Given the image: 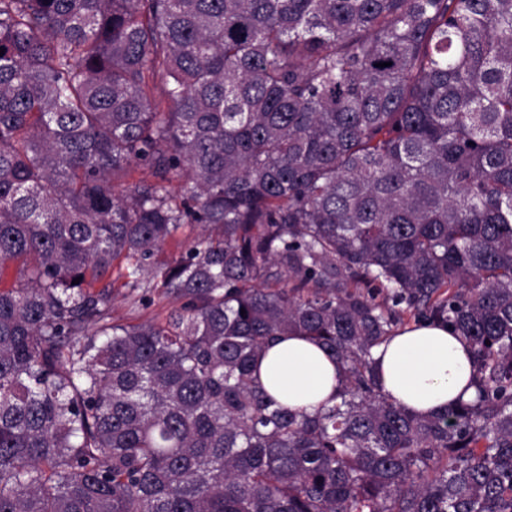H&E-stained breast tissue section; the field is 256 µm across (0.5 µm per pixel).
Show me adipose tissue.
Listing matches in <instances>:
<instances>
[{"label":"adipose tissue","instance_id":"1","mask_svg":"<svg viewBox=\"0 0 512 512\" xmlns=\"http://www.w3.org/2000/svg\"><path fill=\"white\" fill-rule=\"evenodd\" d=\"M381 391L413 415L430 417L474 396L471 347L445 323L422 321L400 328L372 351ZM259 378L281 405L315 412L343 387L340 365L301 333L279 337L262 352Z\"/></svg>","mask_w":512,"mask_h":512}]
</instances>
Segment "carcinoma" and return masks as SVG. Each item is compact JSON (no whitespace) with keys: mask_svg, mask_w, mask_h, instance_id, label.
Returning a JSON list of instances; mask_svg holds the SVG:
<instances>
[{"mask_svg":"<svg viewBox=\"0 0 512 512\" xmlns=\"http://www.w3.org/2000/svg\"><path fill=\"white\" fill-rule=\"evenodd\" d=\"M0 48V512H512V0H0ZM411 318L473 399L381 393ZM171 304L164 299L154 297L151 305L132 306L119 296L112 304V318L118 322L140 323L150 320L160 321L170 310ZM372 358L381 391L413 415L435 416L474 397L470 344L446 323L400 328L372 350ZM258 372L268 393L293 411L313 413L343 387L337 361L302 333L279 336L266 347Z\"/></svg>","mask_w":512,"mask_h":512,"instance_id":"cac0c4a2","label":"carcinoma"}]
</instances>
